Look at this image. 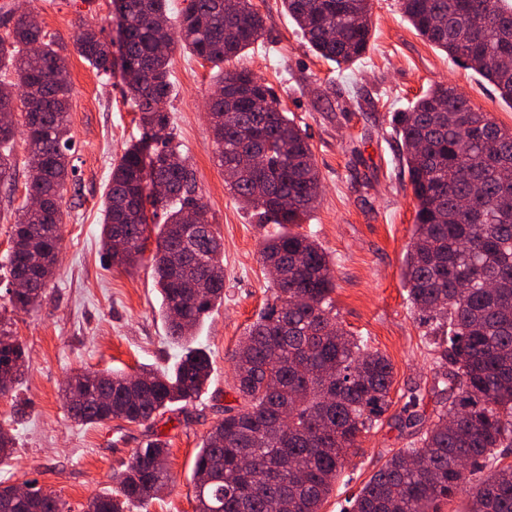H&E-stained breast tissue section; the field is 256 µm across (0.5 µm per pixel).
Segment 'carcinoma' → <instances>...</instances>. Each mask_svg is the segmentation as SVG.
I'll use <instances>...</instances> for the list:
<instances>
[{"label": "carcinoma", "instance_id": "cac0c4a2", "mask_svg": "<svg viewBox=\"0 0 512 512\" xmlns=\"http://www.w3.org/2000/svg\"><path fill=\"white\" fill-rule=\"evenodd\" d=\"M506 0H400L402 16L448 58L495 87L512 105V6ZM168 0H112V20L125 50L84 28L73 45L104 75L145 80L129 90L140 139L112 167L102 201L100 237L108 262L130 269L150 239L149 216H162L151 261L169 336L182 345L174 365L145 370L136 387L126 375L103 372L94 381L77 374L64 389L70 418L97 424L114 418L144 424L178 402L195 400L210 378L208 354L194 346L195 331L224 301V246L201 203L192 166L172 144L168 101L169 54L157 49L180 40L197 57L220 66L257 42L263 16L251 0H187L173 24ZM282 7L318 57L342 65L360 58L371 37L369 0H282ZM0 36V185L12 186V147L22 125L28 165L41 176L26 195L42 199V214L18 211L5 256L11 279L30 291L10 295L13 309L39 306L52 280L62 241V203L75 177L69 151L71 83L57 41L28 15H10ZM238 98L214 100L210 124L215 155L240 172L230 190L260 224H274L261 250L275 267L273 301L246 329L232 354L237 406L206 437L194 460L196 512H320L357 439L390 405L393 366L338 321L333 263L310 235L284 232L305 221L317 203L320 174L308 137L280 109L251 72L222 70L216 79ZM264 97L266 112L249 111ZM20 111L22 121L16 120ZM402 161L416 201L415 228L405 255L404 281L413 308L429 326L435 351L448 361L446 397L429 425L405 403L413 447L390 456L344 512H440L459 496L464 512H512V130L473 108L451 85L438 84L396 114ZM123 231L136 241L112 250ZM25 348L0 325V366L22 375ZM13 436L0 427V466L12 459ZM168 443L155 439L112 474L115 490L89 499L84 512H127L167 487ZM251 459L248 471L242 458ZM30 504H16L0 485V512H71L55 493L35 488Z\"/></svg>", "mask_w": 512, "mask_h": 512}]
</instances>
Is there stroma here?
Here are the masks:
<instances>
[{"instance_id": "obj_1", "label": "stroma", "mask_w": 512, "mask_h": 512, "mask_svg": "<svg viewBox=\"0 0 512 512\" xmlns=\"http://www.w3.org/2000/svg\"><path fill=\"white\" fill-rule=\"evenodd\" d=\"M265 18L263 39L232 59L273 92L281 108L309 137L321 178L316 208L300 232L316 239L335 263L339 321L393 365L391 404L378 426L358 439L322 512H342L394 452L411 442L399 427L408 391H429L448 364L436 354L403 281V259L414 230L415 199L400 161L392 116L409 111L435 84L456 85L470 104L512 128V105L472 70L453 64L402 16L398 0H370L372 32L363 57L349 65L318 58L280 0H251ZM33 9L47 35L72 44L80 25L114 35L111 0H6L10 10ZM71 81V162L79 191L65 199L59 263L36 310L12 311L11 280L0 267V322L26 346L23 374L0 395V425L15 437L13 459L0 482H35L54 490L72 512L112 489V473L147 442L164 438L170 482L148 508L130 512H195L193 464L205 437L224 417L231 388L232 353L246 328L271 300L260 262L268 225L240 208L229 193L215 154L205 103L216 68L183 47L171 54V133L192 165L214 232L224 241V303L205 317L198 341L211 361V381L187 406L154 422L112 419L84 425L68 416L64 388L77 372L171 367L179 352L167 322L149 259L130 270L109 266L100 239L99 204L111 165L140 131L124 83L99 74L67 53ZM24 142H17L14 189L0 186V255L25 199L29 178Z\"/></svg>"}]
</instances>
